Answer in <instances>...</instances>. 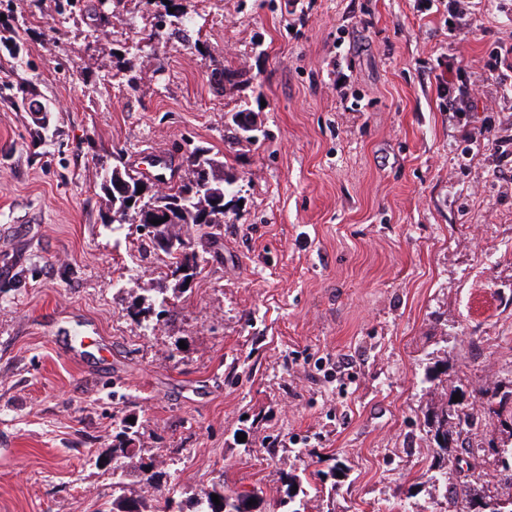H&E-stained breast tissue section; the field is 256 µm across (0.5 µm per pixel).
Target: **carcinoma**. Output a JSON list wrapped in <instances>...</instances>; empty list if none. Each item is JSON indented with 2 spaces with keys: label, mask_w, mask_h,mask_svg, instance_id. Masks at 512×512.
<instances>
[{
  "label": "carcinoma",
  "mask_w": 512,
  "mask_h": 512,
  "mask_svg": "<svg viewBox=\"0 0 512 512\" xmlns=\"http://www.w3.org/2000/svg\"><path fill=\"white\" fill-rule=\"evenodd\" d=\"M201 148L195 147L186 151V163L189 177L167 187L166 192L159 193L148 186L146 178L133 173L125 164L118 162L108 167L112 176L109 183H99V188L109 205L112 218L109 223L124 224L127 221L128 209H139L141 221L144 224L150 220H165L168 235L177 239L173 250L165 251L168 257L167 268L179 266L191 245H184L179 240V233L188 226H199L219 229L224 223V216L211 210L210 199L214 195L228 197L236 193L237 176L232 172L224 173L212 186L203 191L195 182L193 157ZM143 191H138V187ZM134 201L129 206L127 202ZM483 414L494 417L500 426L508 428V438L501 442L495 450L497 456L498 476L512 481V389L502 394L494 393L482 403ZM479 417L474 409L451 399L432 409L426 416L428 432L435 444L433 460L426 471L428 480L442 482L443 488H448V470L455 467V459L459 450L465 448L462 436L469 433L478 423ZM123 439L112 448V456L129 458L135 455L131 448L134 439L128 430L121 432ZM220 504L212 501V495H207L205 501L199 502L195 512H239V502H249L253 495L239 493L235 495L218 494ZM481 499L485 505L484 512H512V497L508 499L494 498L483 491V486L477 481L465 482L453 487L450 502L455 504L463 500L468 505L466 512H474L473 502ZM112 512H173L169 505L155 504L150 507L146 501L136 495L124 496L112 500Z\"/></svg>",
  "instance_id": "obj_1"
}]
</instances>
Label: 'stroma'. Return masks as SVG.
<instances>
[{
	"label": "stroma",
	"instance_id": "stroma-1",
	"mask_svg": "<svg viewBox=\"0 0 512 512\" xmlns=\"http://www.w3.org/2000/svg\"><path fill=\"white\" fill-rule=\"evenodd\" d=\"M509 37L512 0L453 34L426 0H0V512L215 489L287 512L292 481L301 512H448L432 367L469 404L512 388V81L483 72ZM455 61L483 92L452 112ZM190 144L238 194L178 288L103 224L99 176L165 155L179 181ZM493 464L448 480L512 496Z\"/></svg>",
	"mask_w": 512,
	"mask_h": 512
}]
</instances>
